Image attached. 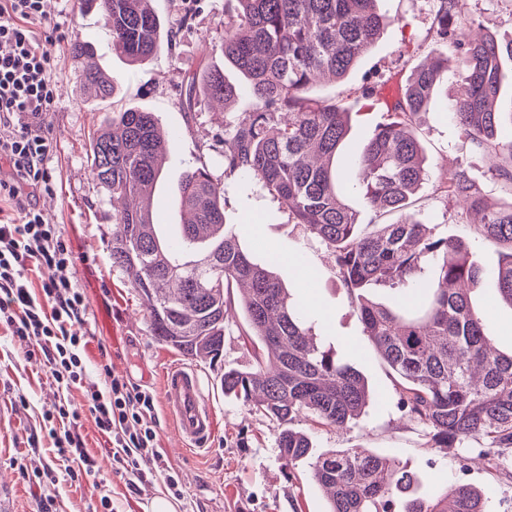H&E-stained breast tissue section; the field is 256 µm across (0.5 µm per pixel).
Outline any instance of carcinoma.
Returning a JSON list of instances; mask_svg holds the SVG:
<instances>
[{
	"mask_svg": "<svg viewBox=\"0 0 512 512\" xmlns=\"http://www.w3.org/2000/svg\"><path fill=\"white\" fill-rule=\"evenodd\" d=\"M147 2L82 0L100 9L113 50L133 64L171 47L193 16L192 7H177L167 26ZM238 2L241 9L224 23L218 47L245 85L238 89L223 70L209 67L182 81L189 109L200 96L227 103L241 90L255 102L253 111L212 136L224 177L260 182L291 221L332 250L365 336L391 370L404 416L425 426L434 445L453 450L486 438L492 455L512 448V353L489 347L482 314L458 288L478 282L481 272L465 241L428 236L426 225L408 212L428 177L415 119L448 70V55L439 51L413 67L402 99L364 146L356 187L370 208L398 215L365 233L338 192L341 173L334 165L351 113L311 91L327 74L345 79L372 48L388 26L378 0ZM439 2L438 36L453 47L461 76L452 117L473 148L492 160L493 178L512 192V139L499 138L503 117L512 120V111L495 108L512 39L454 26L459 0ZM79 78L104 100L114 94L112 79L95 68L83 69ZM170 148L152 113L125 106L112 109V122L93 134L88 149L92 178L112 202V266L133 275L155 340L202 361L222 357L228 289L247 285L239 303L259 357L247 370H225L221 387L279 421L284 465L308 462L313 482L328 495V512H491L469 483L424 497L421 478L399 461L358 448L318 455L312 437L291 428L302 414L345 428L374 394L360 371L314 340L308 306L273 272L277 257L258 262L242 249L224 223V181L208 166L183 173L179 204L189 219L177 236L159 235L156 211L130 206L129 200L154 194ZM445 192L482 212L479 235L506 248L495 273L496 298L512 305V202L489 204L463 167L448 172ZM386 287L397 290L390 306L372 295Z\"/></svg>",
	"mask_w": 512,
	"mask_h": 512,
	"instance_id": "1",
	"label": "carcinoma"
}]
</instances>
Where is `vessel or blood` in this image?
Instances as JSON below:
<instances>
[{
    "label": "vessel or blood",
    "instance_id": "1",
    "mask_svg": "<svg viewBox=\"0 0 512 512\" xmlns=\"http://www.w3.org/2000/svg\"><path fill=\"white\" fill-rule=\"evenodd\" d=\"M162 394L184 446L209 447L217 433V423L193 370L184 366L170 369L163 381Z\"/></svg>",
    "mask_w": 512,
    "mask_h": 512
}]
</instances>
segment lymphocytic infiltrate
<instances>
[{"label":"lymphocytic infiltrate","instance_id":"lymphocytic-infiltrate-1","mask_svg":"<svg viewBox=\"0 0 512 512\" xmlns=\"http://www.w3.org/2000/svg\"><path fill=\"white\" fill-rule=\"evenodd\" d=\"M44 19V0H0V163L11 170L10 178H0V201L13 210L0 217V324L40 346L57 383L82 392V403L55 408V447L76 463L74 477L95 473L94 459L74 432L86 413L110 440L114 472H134L141 460H162L154 396L119 375L105 391L88 379L82 332L87 303L74 282L73 255L36 206L39 195L54 191L52 144L43 123L56 97L55 40L34 30ZM31 264L52 272L38 296L27 275Z\"/></svg>","mask_w":512,"mask_h":512}]
</instances>
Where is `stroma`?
Returning a JSON list of instances; mask_svg holds the SVG:
<instances>
[{"label": "stroma", "instance_id": "obj_1", "mask_svg": "<svg viewBox=\"0 0 512 512\" xmlns=\"http://www.w3.org/2000/svg\"><path fill=\"white\" fill-rule=\"evenodd\" d=\"M381 11L391 19L389 29L358 66L342 81L323 79L314 97L338 103L351 114V123L337 155L341 168L352 167L375 126L402 96L411 68L436 46V0H381ZM239 8L238 0H199L195 18L184 28L172 49L162 50L141 65H132L111 47L98 12H83L80 0H46V23L58 26L63 38L53 48L57 97L44 120L53 145L49 166L55 191L40 195L39 208L56 224L69 245L76 284L86 297L83 330L86 334L87 372L98 387L110 374L154 396L157 441L165 472L178 475L181 497L178 512H327V501L311 479L307 464L286 473L280 458L275 420L225 396L220 375L227 368H248L253 352L243 332L241 310L224 322V352L219 364L209 366L155 341L145 309L126 273L111 260L112 205L106 191L92 178L86 147L96 129L112 116L113 106H135L153 113L162 132H176L180 141L168 154L153 203L163 212L162 235L175 234L184 215L179 206V180L192 165L206 164L221 174L209 150L213 131L249 111L253 101L241 95L229 108L207 102L195 111L183 107L179 83L185 73L220 67L225 79L241 84L242 75L226 64L216 42L225 18ZM458 24L480 23L501 37L512 36V0H460ZM92 41V61L115 85L113 99L95 97L81 83L86 62L74 57L71 44ZM458 77L441 78L435 96L417 119L418 132L431 172L415 196L414 209L434 237L467 242L483 276L471 296L483 313L491 342L501 352L512 351V306L496 301L492 273L501 251L484 242L474 225L475 215L448 202L442 181L449 170L468 166L488 201L512 200V193L492 179L484 156L478 155L460 133L452 117ZM372 98H363L364 89ZM224 221L235 225L240 245L256 260L277 254V274L289 293L312 302L318 315L313 326L333 349L360 370L380 394L358 425L336 429L320 427L300 416L296 430L313 438L317 453L363 448L399 460L424 475L422 492L464 481L476 486L492 512H512V451L487 458L488 442L468 441L460 453L435 447L427 430L404 418L399 396L386 365L373 353L356 308L340 282L331 250L303 225L292 224L276 201L252 180L229 177L224 186ZM193 366L216 421L217 435L205 449L184 450L178 445L172 420L161 397L164 373L174 366ZM62 395L39 346L0 326V486L9 489L12 512H145L155 497L166 494L164 474L156 473L142 494L132 493L128 476L112 471L109 439L91 416L75 428L96 461L97 480H71L68 461L60 458L49 430L53 407ZM51 478L39 481L43 470Z\"/></svg>", "mask_w": 512, "mask_h": 512}]
</instances>
